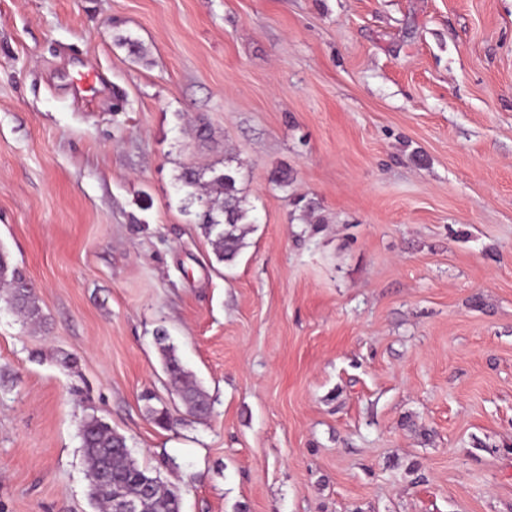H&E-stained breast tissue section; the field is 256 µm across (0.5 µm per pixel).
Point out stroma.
Masks as SVG:
<instances>
[{"label": "stroma", "mask_w": 512, "mask_h": 512, "mask_svg": "<svg viewBox=\"0 0 512 512\" xmlns=\"http://www.w3.org/2000/svg\"><path fill=\"white\" fill-rule=\"evenodd\" d=\"M228 151L230 265L177 184ZM0 250V512H95L90 416L181 512H512V0H0ZM21 283H25V292L21 298L16 296V288ZM23 273L16 267L10 265L7 255L0 252V301H4L10 308L18 311L30 324H38L43 319V314L38 305L37 298L33 288ZM9 287V288H8ZM166 340L167 336L164 332H157L156 341L160 345L165 365L166 367H173L176 372L174 383L179 396L192 412L197 413L195 409L204 403H208V396L199 386L193 375L184 368L174 348L165 344Z\"/></svg>", "instance_id": "1"}]
</instances>
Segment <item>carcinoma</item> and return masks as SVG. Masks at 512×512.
Masks as SVG:
<instances>
[{"label": "carcinoma", "instance_id": "cac0c4a2", "mask_svg": "<svg viewBox=\"0 0 512 512\" xmlns=\"http://www.w3.org/2000/svg\"><path fill=\"white\" fill-rule=\"evenodd\" d=\"M177 181L185 199L191 204H198L195 218L210 238L218 260L233 262L247 246L248 225L254 223L251 217L254 206L242 187L241 162L228 155L224 158L222 170L185 167ZM25 282L27 279L23 273L10 265L7 255L0 252V301L18 311L26 322L35 325L42 321L43 314L33 288L27 286L22 297L16 296V288ZM166 340L165 333L156 334L165 365L173 367L176 372L175 385L179 396L193 411L208 402V396ZM80 434L88 474L108 468L115 488L126 496H137L148 487L154 489L146 512H180L179 498L172 487L132 458L123 435L94 417L83 421Z\"/></svg>", "mask_w": 512, "mask_h": 512}]
</instances>
